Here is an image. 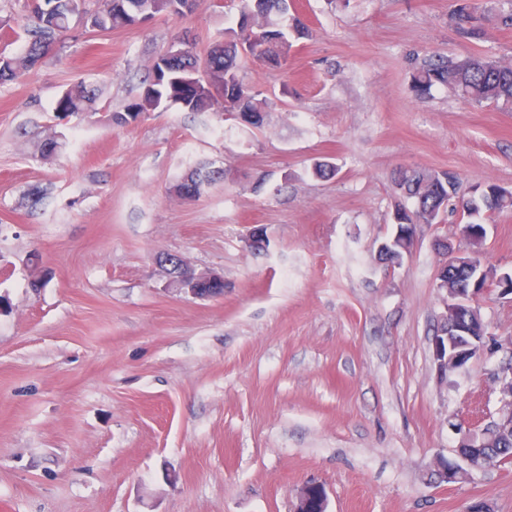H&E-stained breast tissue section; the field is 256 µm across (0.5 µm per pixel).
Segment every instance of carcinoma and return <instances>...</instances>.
I'll return each instance as SVG.
<instances>
[{
  "label": "carcinoma",
  "mask_w": 512,
  "mask_h": 512,
  "mask_svg": "<svg viewBox=\"0 0 512 512\" xmlns=\"http://www.w3.org/2000/svg\"><path fill=\"white\" fill-rule=\"evenodd\" d=\"M76 0H28L23 30L28 40L17 54L0 53V84L24 80L37 65L57 53L61 35L70 29L73 13L79 9ZM289 0H239L236 27L226 31L230 38L213 45L200 55L196 44L183 40L180 65L164 71L153 64L152 74L140 96L125 106V112L112 114V121L125 125L146 112L165 111L177 107L187 112H261L269 107L268 97L244 83L241 70L249 60L279 68L288 61L292 35L303 37L308 29L300 22L293 31L280 24L288 13ZM478 6L474 0H463L452 15L457 27L466 34L480 35L474 22ZM97 30H109L134 25L139 20L157 16L182 15L175 0H101L94 11L82 10ZM204 68L212 80L224 84V96L213 97L184 82V70ZM412 89L418 96L440 85L456 92L474 106L484 104L512 106V64L483 56L457 60L433 54L424 59L411 78ZM100 94L99 88L83 83L62 91L54 110L63 109L75 116L92 110ZM192 181L197 196H202L216 177L212 168L195 167L178 179L172 189ZM459 177L449 171H429L404 168L394 176L397 195L413 200L414 208L397 206L392 221L395 224H437L447 211L448 203L457 200L470 223H483L486 212L512 211V190L492 184L483 191L480 200L460 194Z\"/></svg>",
  "instance_id": "obj_1"
}]
</instances>
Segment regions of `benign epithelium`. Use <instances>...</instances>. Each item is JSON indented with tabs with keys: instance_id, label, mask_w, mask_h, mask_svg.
I'll list each match as a JSON object with an SVG mask.
<instances>
[{
	"instance_id": "1",
	"label": "benign epithelium",
	"mask_w": 512,
	"mask_h": 512,
	"mask_svg": "<svg viewBox=\"0 0 512 512\" xmlns=\"http://www.w3.org/2000/svg\"><path fill=\"white\" fill-rule=\"evenodd\" d=\"M168 271L170 284L186 291L197 299L213 297L208 286L224 283L223 276L214 272H197L181 257L167 255L160 260ZM491 288H498L504 294L512 295V272L500 273L484 263L477 266L474 278L465 288L447 285L442 289L445 313L460 315L451 322L447 330L432 338V359L436 371L446 377L468 361L480 356L486 336V324L480 314L477 301ZM495 381L498 384L497 415L488 411L486 401L476 399L466 409L464 420L468 425L463 441L479 437L492 438L497 434L512 432V411L507 405L512 403V363L502 366ZM294 512H326V499L318 485H308L300 493Z\"/></svg>"
}]
</instances>
